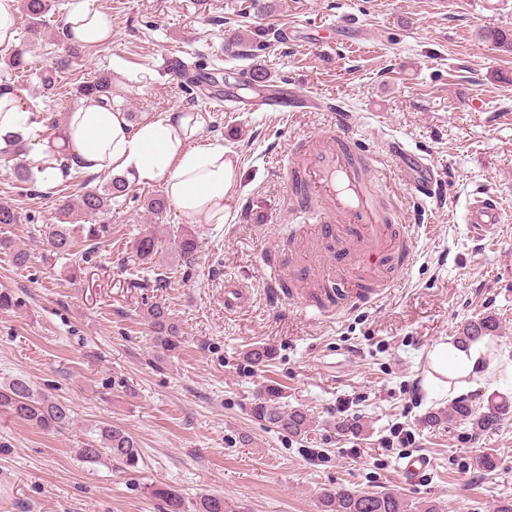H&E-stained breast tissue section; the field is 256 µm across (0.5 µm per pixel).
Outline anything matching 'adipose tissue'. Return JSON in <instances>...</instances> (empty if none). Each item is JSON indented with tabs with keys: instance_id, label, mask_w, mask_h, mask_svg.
<instances>
[{
	"instance_id": "1",
	"label": "adipose tissue",
	"mask_w": 512,
	"mask_h": 512,
	"mask_svg": "<svg viewBox=\"0 0 512 512\" xmlns=\"http://www.w3.org/2000/svg\"><path fill=\"white\" fill-rule=\"evenodd\" d=\"M65 24L89 46L112 37L111 19L100 0H71ZM196 133V125L185 114L149 116L133 126L120 109L87 99L69 112L63 137L51 141L38 136L18 94L0 87V151L25 150L40 187L48 189L66 179L62 157L69 154L91 174L109 172L139 184L161 183L183 217L204 215L221 224L229 213L235 163L224 146L189 147ZM429 360L432 371L453 381L458 392L485 386L495 369L481 342L437 344Z\"/></svg>"
}]
</instances>
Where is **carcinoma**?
<instances>
[{"label":"carcinoma","mask_w":512,"mask_h":512,"mask_svg":"<svg viewBox=\"0 0 512 512\" xmlns=\"http://www.w3.org/2000/svg\"><path fill=\"white\" fill-rule=\"evenodd\" d=\"M19 13L28 22L32 35L42 36L46 27V15L51 10L49 0H19ZM282 34L276 30H259L249 37L237 35L224 44L226 55L257 56L268 48L270 40L278 41ZM485 41L503 52H512V33L501 29H489L483 33ZM169 69L177 73L188 92L197 88L192 73L200 66H191L179 58L169 61ZM79 96L95 97L100 102H113L112 77L101 76L95 80L79 85ZM130 182L123 177H112L104 185L84 192L77 199L64 197L59 203L60 215L69 218L75 213L96 217L110 211L112 201L128 195ZM109 232L107 224H90L87 227L85 241L89 247L77 249V240L68 222L53 225L46 239V247L54 257H71L74 271L81 270V264L89 262L91 253L98 249L101 240ZM168 240L173 242L175 251L187 265L192 264L199 249L196 233L181 226L168 233ZM161 243L160 232L154 230L143 235L136 243V254L141 262H153ZM0 252L9 255L14 264L27 267L31 264V255L25 249L15 246L13 239L0 237ZM143 318L153 332L154 347L165 356L175 353L182 343L180 324L160 302L145 304ZM499 330V321L493 315H486L464 324L459 330L457 342H475L494 335ZM280 392L275 388L266 389L252 402V415L283 433L303 439L311 428L312 417L309 412L299 407H286L280 403ZM0 409L13 417L46 433L57 434L68 429L73 423L71 408L58 400L52 393L36 386L29 378L19 375L0 381ZM512 401L506 396L498 395L486 401L484 405H475L465 398L457 399L448 406V411L434 412L427 421L434 425L465 422L471 426L476 435L488 433L498 428L509 410ZM91 444L88 448L78 449L79 458L94 464L102 459L115 464L125 471L139 468L141 459L139 443L127 430L111 424L99 423L89 430ZM151 494L165 502L167 512H228L224 496L206 494L186 510L184 500L174 490L163 484L151 486ZM320 512H407V505L396 493L386 490L381 492H359L346 488L325 489L319 497Z\"/></svg>","instance_id":"obj_1"}]
</instances>
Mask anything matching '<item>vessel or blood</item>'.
<instances>
[{
	"instance_id": "vessel-or-blood-1",
	"label": "vessel or blood",
	"mask_w": 512,
	"mask_h": 512,
	"mask_svg": "<svg viewBox=\"0 0 512 512\" xmlns=\"http://www.w3.org/2000/svg\"><path fill=\"white\" fill-rule=\"evenodd\" d=\"M318 104L317 98L293 93L278 99H254L250 109L295 112ZM351 126V113L337 109L330 124L289 152L279 175L294 208L310 217L312 236L330 249L343 246L355 269L353 277L342 280L333 290L336 304L366 305L375 303L384 282L403 270L410 227L402 222L399 204L386 207L378 200L373 189L377 160L357 143ZM393 150L417 167V176L409 184L413 196L419 200L436 196L442 178L433 164L401 145H394ZM503 218L499 199L484 193L473 198L467 211L468 224L481 234L502 223ZM248 301L246 285L225 281V310L241 309Z\"/></svg>"
}]
</instances>
